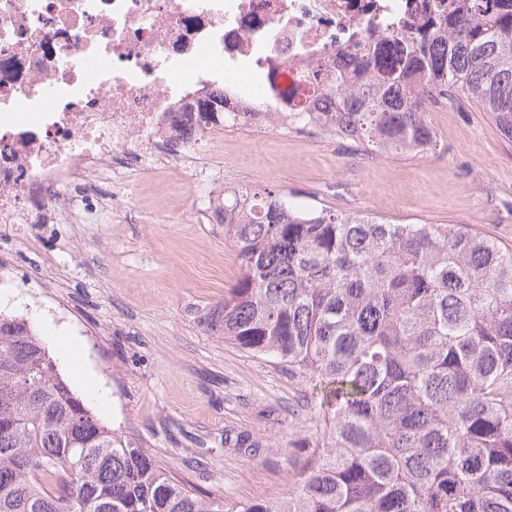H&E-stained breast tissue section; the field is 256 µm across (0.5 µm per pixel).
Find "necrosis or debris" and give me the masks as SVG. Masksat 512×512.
<instances>
[{
	"label": "necrosis or debris",
	"instance_id": "necrosis-or-debris-1",
	"mask_svg": "<svg viewBox=\"0 0 512 512\" xmlns=\"http://www.w3.org/2000/svg\"><path fill=\"white\" fill-rule=\"evenodd\" d=\"M421 0H0V232L55 224L72 187L112 175L120 205L139 181L191 169L207 207L219 193L199 159L205 112L287 93L256 125L304 141L333 137L312 72L373 22ZM313 113L299 127L291 117Z\"/></svg>",
	"mask_w": 512,
	"mask_h": 512
}]
</instances>
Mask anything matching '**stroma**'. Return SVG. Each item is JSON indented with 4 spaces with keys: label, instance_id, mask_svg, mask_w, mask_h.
Masks as SVG:
<instances>
[{
    "label": "stroma",
    "instance_id": "stroma-1",
    "mask_svg": "<svg viewBox=\"0 0 512 512\" xmlns=\"http://www.w3.org/2000/svg\"><path fill=\"white\" fill-rule=\"evenodd\" d=\"M432 116L438 145L423 158L369 163L338 143L245 127L225 130L207 174L318 210L469 224L512 244V144L470 101ZM111 194L107 181L79 199L90 223L38 224L35 243L0 241L12 281L0 310L25 318L74 392L108 426L141 439L169 475L232 502L283 496L287 460L314 424L311 389L199 324L235 282L223 225L194 211L180 172L138 186L129 224L113 223L103 203ZM40 290L65 307L63 318L36 306ZM70 345L79 348L72 357ZM87 373L108 401L87 391ZM239 435L258 442L257 452L235 448ZM193 458L201 470L187 468Z\"/></svg>",
    "mask_w": 512,
    "mask_h": 512
}]
</instances>
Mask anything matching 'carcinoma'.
I'll return each instance as SVG.
<instances>
[{
	"label": "carcinoma",
	"mask_w": 512,
	"mask_h": 512,
	"mask_svg": "<svg viewBox=\"0 0 512 512\" xmlns=\"http://www.w3.org/2000/svg\"><path fill=\"white\" fill-rule=\"evenodd\" d=\"M321 85L336 136L384 157L437 145L454 92L512 142V0H427ZM238 264L200 317L314 382L315 425L276 500L229 503L105 425L22 319L0 313V512H512V247L467 224H392L272 190L213 212Z\"/></svg>",
	"instance_id": "1"
}]
</instances>
